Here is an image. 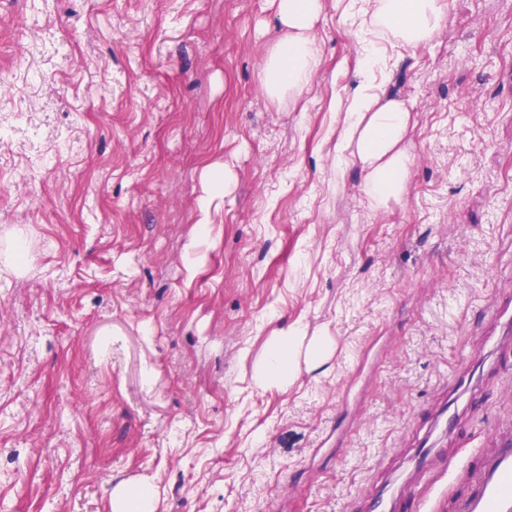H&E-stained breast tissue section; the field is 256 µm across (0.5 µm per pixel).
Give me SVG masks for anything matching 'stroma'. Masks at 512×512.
<instances>
[{
	"label": "stroma",
	"mask_w": 512,
	"mask_h": 512,
	"mask_svg": "<svg viewBox=\"0 0 512 512\" xmlns=\"http://www.w3.org/2000/svg\"><path fill=\"white\" fill-rule=\"evenodd\" d=\"M447 3L407 50L323 0L296 102L261 85L276 0H0V512H113L141 485L153 512H361L447 401L441 447H489L512 419L488 311L512 295V0ZM362 86L410 113L379 208L336 156ZM292 326L327 351L258 385ZM226 177L224 166L220 164L212 166L205 174L207 197L204 198L200 206V218L197 222L202 229H206L208 224L211 223L210 211L214 199L224 195V180H226Z\"/></svg>",
	"instance_id": "35a3bbf8"
}]
</instances>
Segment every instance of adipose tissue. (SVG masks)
<instances>
[{
  "mask_svg": "<svg viewBox=\"0 0 512 512\" xmlns=\"http://www.w3.org/2000/svg\"><path fill=\"white\" fill-rule=\"evenodd\" d=\"M375 27L389 30L403 47L415 48L439 32L446 20L445 0H365ZM323 0H277L282 30L262 72L269 97H301L322 63L316 25ZM409 114L401 101L383 98L369 89L358 90L346 111L337 152L357 157L363 187L371 204L399 197L404 189L409 155L401 142ZM298 329L277 337L257 374L262 386L281 385L294 373Z\"/></svg>",
  "mask_w": 512,
  "mask_h": 512,
  "instance_id": "obj_1",
  "label": "adipose tissue"
}]
</instances>
